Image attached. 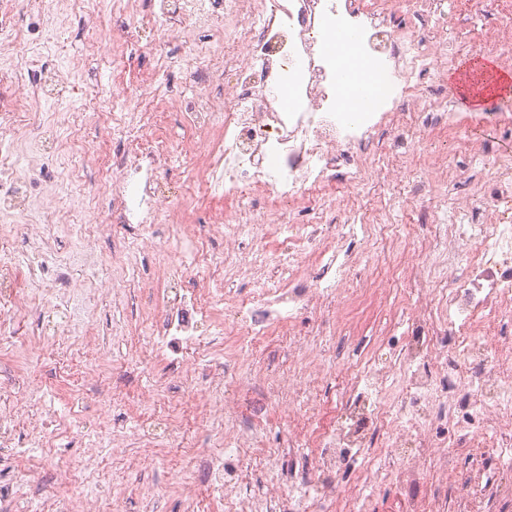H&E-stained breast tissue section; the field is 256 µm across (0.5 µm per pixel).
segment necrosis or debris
<instances>
[{"instance_id":"obj_1","label":"necrosis or debris","mask_w":512,"mask_h":512,"mask_svg":"<svg viewBox=\"0 0 512 512\" xmlns=\"http://www.w3.org/2000/svg\"><path fill=\"white\" fill-rule=\"evenodd\" d=\"M106 0H0V64L19 90L0 102V150L24 141V170L0 160V341L16 353V377L35 379L26 322L49 310L48 334L66 344V362L95 335L94 279L78 271L109 267L130 287L134 255L122 240L134 224L156 254L158 312L136 335L151 356L183 368L188 390L211 371L199 367L206 345L226 340L211 388L207 423L224 433V452L200 456L184 420L185 401L154 394L137 414L157 455L176 453L185 481L206 474L224 512H247L236 484L245 461L278 458L259 431L224 405L225 391L267 395L287 412L283 446L310 455L316 479H354L312 512H366L363 497L380 476L405 491L438 478L413 512H447L449 465L462 448L494 449L512 468V156L487 154L469 123L448 110L447 71L479 51L512 69V29L453 28L449 16L486 7L512 12V0H129L114 28L150 34L155 66L135 82L75 86L77 59L43 50L32 22L57 26L99 51L88 33ZM358 32V70L336 66L343 30ZM190 74L187 86L162 82L159 69ZM180 114L184 138L171 142L166 111ZM446 138L485 169L468 199L452 193L463 172L436 156ZM187 159L178 195L160 188L162 171ZM428 223L409 221L421 197ZM117 241L101 255L102 230ZM363 236L372 251L345 244ZM74 247H46L49 238ZM223 250H214V240ZM251 285L241 293L228 278ZM335 304L349 315L369 306L389 320L384 355L323 353L297 341L308 310ZM287 340V370L258 374L268 337ZM336 386L335 416L315 389ZM60 432L41 427L35 447L16 450L0 469L59 471L92 491L81 460L55 451Z\"/></svg>"}]
</instances>
